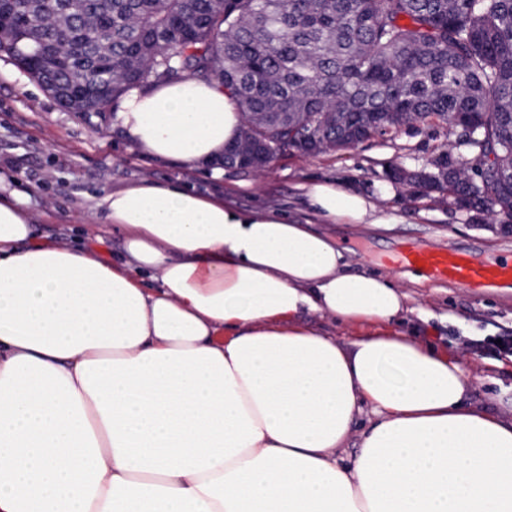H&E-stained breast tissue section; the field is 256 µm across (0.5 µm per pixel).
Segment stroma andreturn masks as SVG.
I'll list each match as a JSON object with an SVG mask.
<instances>
[{"instance_id": "obj_1", "label": "stroma", "mask_w": 512, "mask_h": 512, "mask_svg": "<svg viewBox=\"0 0 512 512\" xmlns=\"http://www.w3.org/2000/svg\"><path fill=\"white\" fill-rule=\"evenodd\" d=\"M445 150L455 157L465 152L446 126L419 125L343 152L280 154L259 173L190 171L139 152L118 126L114 110L62 107L0 49V172L16 179L41 237L54 241L66 239L93 195L143 180L186 181L233 206L261 207L300 220L310 217L307 186L329 180L370 194L386 211L403 217L382 231L334 225L337 241L349 250V271L400 277L404 268L393 259L412 245L463 250L479 262L512 258V230L503 229L502 217L458 208L436 194L420 195L386 177L390 165L419 170ZM403 287L417 310L402 324L390 325V332L417 330L421 339L464 358L473 380L472 406L496 410L501 392L512 388V350L497 346L498 339H512V287L471 290L433 280L421 286L407 281Z\"/></svg>"}]
</instances>
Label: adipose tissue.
I'll use <instances>...</instances> for the list:
<instances>
[{
  "mask_svg": "<svg viewBox=\"0 0 512 512\" xmlns=\"http://www.w3.org/2000/svg\"><path fill=\"white\" fill-rule=\"evenodd\" d=\"M116 116L189 168H219L243 122L189 74ZM306 197L328 224L392 222L328 181ZM89 219L95 245L38 238L0 175V512H512V418L389 332L411 296L349 272L331 235L176 182L103 193ZM305 313L375 330L344 345Z\"/></svg>",
  "mask_w": 512,
  "mask_h": 512,
  "instance_id": "ef3b65f1",
  "label": "adipose tissue"
}]
</instances>
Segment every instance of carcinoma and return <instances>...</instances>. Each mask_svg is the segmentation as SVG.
Returning a JSON list of instances; mask_svg holds the SVG:
<instances>
[{
  "label": "carcinoma",
  "instance_id": "carcinoma-1",
  "mask_svg": "<svg viewBox=\"0 0 512 512\" xmlns=\"http://www.w3.org/2000/svg\"><path fill=\"white\" fill-rule=\"evenodd\" d=\"M19 0L0 49L57 101L84 83L100 102L155 79L217 81L250 121L223 166L257 154L353 149L418 124L469 156H436L404 183L447 181L453 203L512 216V0ZM35 24L57 66L22 39Z\"/></svg>",
  "mask_w": 512,
  "mask_h": 512
}]
</instances>
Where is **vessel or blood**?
<instances>
[{
	"label": "vessel or blood",
	"instance_id": "obj_1",
	"mask_svg": "<svg viewBox=\"0 0 512 512\" xmlns=\"http://www.w3.org/2000/svg\"><path fill=\"white\" fill-rule=\"evenodd\" d=\"M401 260L410 265H421L434 280H452L469 289L512 282V259L477 263L462 252L435 253L412 248L402 252Z\"/></svg>",
	"mask_w": 512,
	"mask_h": 512
}]
</instances>
